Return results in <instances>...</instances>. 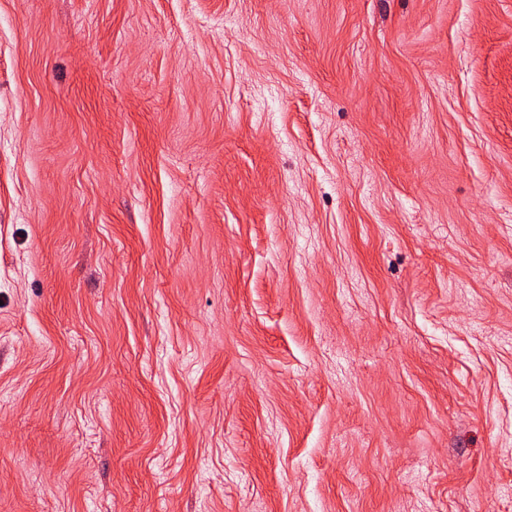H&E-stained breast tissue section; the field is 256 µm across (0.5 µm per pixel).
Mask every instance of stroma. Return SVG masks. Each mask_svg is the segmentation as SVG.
<instances>
[{
  "label": "stroma",
  "instance_id": "1",
  "mask_svg": "<svg viewBox=\"0 0 512 512\" xmlns=\"http://www.w3.org/2000/svg\"><path fill=\"white\" fill-rule=\"evenodd\" d=\"M0 512H512V0H0Z\"/></svg>",
  "mask_w": 512,
  "mask_h": 512
}]
</instances>
